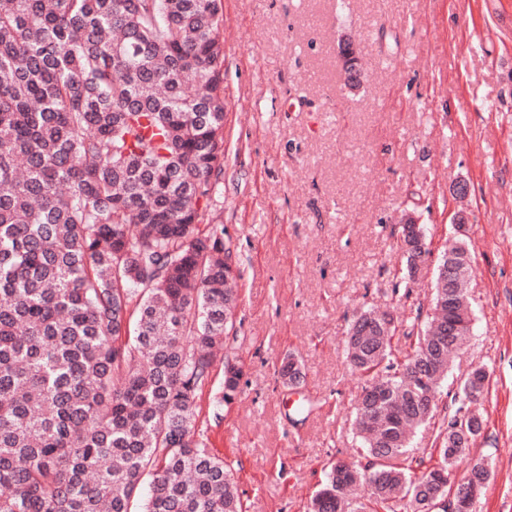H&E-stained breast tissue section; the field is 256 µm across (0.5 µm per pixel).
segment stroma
Wrapping results in <instances>:
<instances>
[{"instance_id":"1","label":"stroma","mask_w":512,"mask_h":512,"mask_svg":"<svg viewBox=\"0 0 512 512\" xmlns=\"http://www.w3.org/2000/svg\"><path fill=\"white\" fill-rule=\"evenodd\" d=\"M345 32L354 96L337 60ZM224 90L217 220L241 274L226 353L243 379L214 412L216 364L199 407L245 512H307L329 461H359L348 325L366 306L409 325L463 207L475 330L453 376L483 364L490 378L483 431L450 482L486 459L472 512H512V0H224ZM408 212L430 250L412 280L398 247ZM290 353L297 388L276 374ZM357 43L351 36L344 34L340 38L338 60L346 74V89L350 94H357L361 84V73L358 69Z\"/></svg>"}]
</instances>
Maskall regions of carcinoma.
I'll list each match as a JSON object with an SVG mask.
<instances>
[{"mask_svg": "<svg viewBox=\"0 0 512 512\" xmlns=\"http://www.w3.org/2000/svg\"><path fill=\"white\" fill-rule=\"evenodd\" d=\"M223 0H0V512H243L199 425L214 351L233 327L231 249L208 215L224 173ZM431 305L408 349L363 311L346 354L363 379L367 465L329 464L310 512H434L483 416L474 368L427 456L453 354L474 330L468 275ZM277 373L293 387L300 361ZM227 361L218 405L241 389ZM489 477L476 461L463 487Z\"/></svg>", "mask_w": 512, "mask_h": 512, "instance_id": "cac0c4a2", "label": "carcinoma"}]
</instances>
